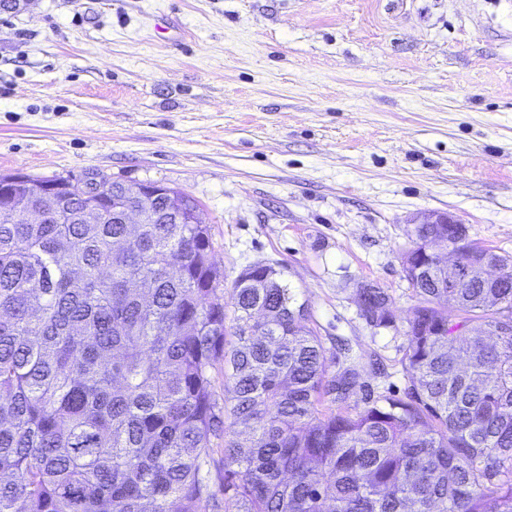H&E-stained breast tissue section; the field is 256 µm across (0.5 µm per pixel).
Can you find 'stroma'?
I'll list each match as a JSON object with an SVG mask.
<instances>
[{"instance_id":"stroma-1","label":"stroma","mask_w":512,"mask_h":512,"mask_svg":"<svg viewBox=\"0 0 512 512\" xmlns=\"http://www.w3.org/2000/svg\"><path fill=\"white\" fill-rule=\"evenodd\" d=\"M157 182L232 285L263 262L403 395L414 222L512 256V0H25L0 11V175ZM383 288L394 323L353 301ZM387 372L375 374L374 360ZM366 286H369V288H361L360 286V288L355 289L353 292L354 303L371 326L376 328L387 327L390 320L386 308L391 302L390 296L383 288L372 284Z\"/></svg>"}]
</instances>
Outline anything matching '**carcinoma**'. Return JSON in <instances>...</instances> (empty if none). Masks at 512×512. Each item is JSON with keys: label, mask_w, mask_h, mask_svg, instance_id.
Instances as JSON below:
<instances>
[{"label": "carcinoma", "mask_w": 512, "mask_h": 512, "mask_svg": "<svg viewBox=\"0 0 512 512\" xmlns=\"http://www.w3.org/2000/svg\"><path fill=\"white\" fill-rule=\"evenodd\" d=\"M30 183L12 185L24 207L42 203ZM102 208L0 223V512H512L511 256L417 229L409 386L360 398V366L328 373L274 267L239 274L230 317L209 225L161 223V198L130 239ZM353 301L390 323L384 289Z\"/></svg>", "instance_id": "carcinoma-1"}]
</instances>
